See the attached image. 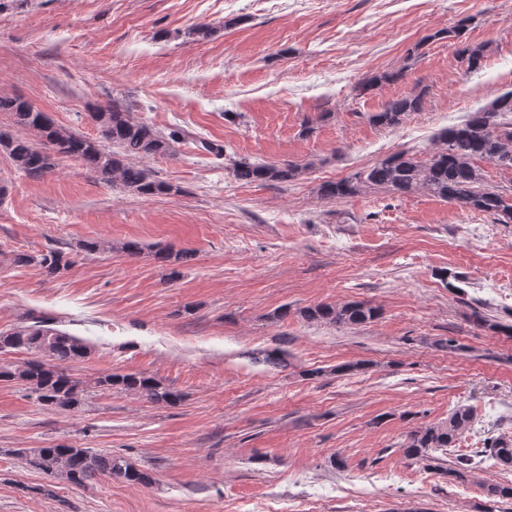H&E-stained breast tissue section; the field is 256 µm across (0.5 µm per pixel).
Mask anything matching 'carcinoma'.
I'll return each instance as SVG.
<instances>
[{"instance_id": "carcinoma-1", "label": "carcinoma", "mask_w": 512, "mask_h": 512, "mask_svg": "<svg viewBox=\"0 0 512 512\" xmlns=\"http://www.w3.org/2000/svg\"><path fill=\"white\" fill-rule=\"evenodd\" d=\"M467 25L435 34L456 41V54L467 73L482 70L487 50L484 43H471L464 38ZM404 70L384 72L365 78L357 91L365 95L383 83L404 80ZM425 103V90L388 101L380 111L368 115L374 125L396 128L410 112H420ZM0 112L14 114L16 123L33 131L39 142L13 137L0 132V150L6 153L17 169L33 178L50 172L57 158H73L99 180L119 185L142 196L171 195L180 189L151 177L150 173L128 162L130 157L169 155L177 143L178 131L162 134L145 121H139L120 105L96 107L88 118L98 128L100 139H90L60 127L51 114L20 97H0ZM487 161L501 169L512 170V90L496 97L489 104L467 114L461 122L436 133L432 147L424 151L408 149L388 155L372 165L348 176L324 181L317 194L326 200L347 199L373 191L398 197L426 194L451 202L461 208L492 216L498 224L512 223V203L503 193L483 184L478 163ZM309 164L288 161L262 163L238 161L232 174L243 185L288 184L298 180ZM154 260L172 266L191 260L188 251L159 247L152 251ZM16 262L34 264L47 277L67 268L68 260L59 250L37 255L20 254ZM307 322L333 326L367 323L378 316L377 308L363 301L339 304H316L297 311ZM474 323L500 333L512 335V325L491 323L479 311L472 312ZM25 351L23 361L1 363L0 382L21 384L42 407L66 413L81 409L90 393L98 391L134 392L156 405L173 406L181 395L162 380L144 373H102L89 380L74 376L70 364L91 352L90 344L77 336L49 327L40 319L31 326L0 331V353ZM257 364L282 367L286 353L261 351L253 357ZM474 414L468 407L458 406L448 419L418 427L407 433L400 445L404 457L433 468L450 481L466 482L474 477L480 465L503 470L512 469V439L504 436L491 439L472 456L457 458L454 465L443 467L436 453L447 454L459 440L472 430ZM27 465L49 479V484L36 488L39 493L55 496L54 485L67 482L85 486L104 477L120 478L131 484L148 485L150 473L129 459L94 448L57 445L49 448H21ZM487 497L512 501V484L487 483Z\"/></svg>"}]
</instances>
